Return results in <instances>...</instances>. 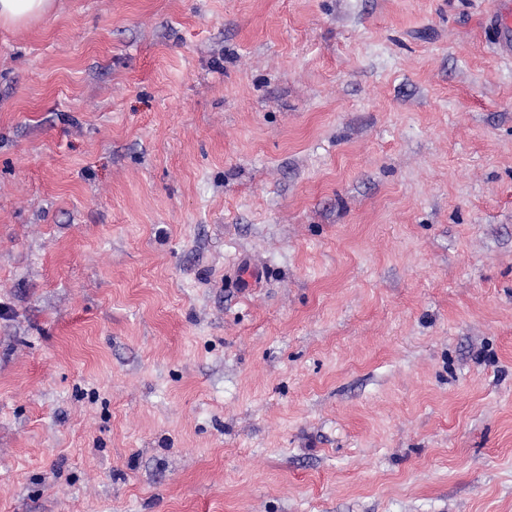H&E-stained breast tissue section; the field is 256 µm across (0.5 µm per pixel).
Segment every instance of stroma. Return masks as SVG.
Returning <instances> with one entry per match:
<instances>
[{
	"label": "stroma",
	"mask_w": 512,
	"mask_h": 512,
	"mask_svg": "<svg viewBox=\"0 0 512 512\" xmlns=\"http://www.w3.org/2000/svg\"><path fill=\"white\" fill-rule=\"evenodd\" d=\"M494 2L0 26V512H512Z\"/></svg>",
	"instance_id": "35a3bbf8"
}]
</instances>
